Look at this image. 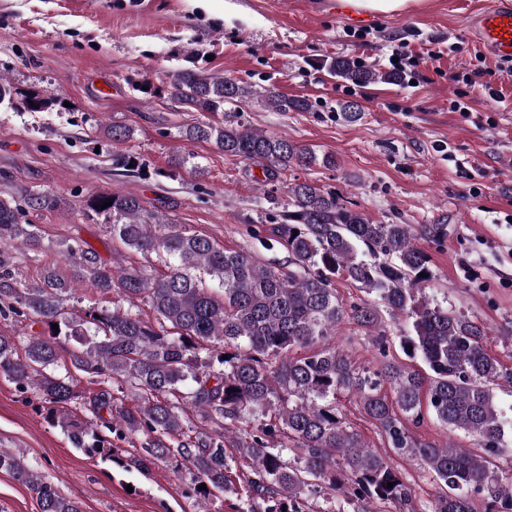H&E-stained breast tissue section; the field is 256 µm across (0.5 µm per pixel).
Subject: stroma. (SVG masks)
<instances>
[{
  "label": "stroma",
  "instance_id": "stroma-1",
  "mask_svg": "<svg viewBox=\"0 0 512 512\" xmlns=\"http://www.w3.org/2000/svg\"><path fill=\"white\" fill-rule=\"evenodd\" d=\"M486 0H428L420 10L390 17L348 16L336 0H0V76L15 106L0 105V195L11 196L35 225L41 248L6 249L19 281L38 282L44 268H70L60 254L79 243L103 263L155 264V255L113 238L105 215L90 210L95 194H134L150 214L166 215L186 231L262 262L283 264L282 247L266 248L264 227L279 221L285 186L310 181L343 197L377 224H444L446 237L422 241L433 278L424 296L485 324L487 352L512 370V59L490 56L469 32ZM419 56L413 80L352 85L327 65L346 57L389 70L392 47ZM183 67L307 99L305 112H275L234 104L246 127L288 136L332 167H293L265 182L266 160L244 161L214 144L186 141L179 131L200 121L168 93ZM477 71L468 113L455 111L453 72ZM161 87L146 98L135 83ZM498 90L499 98L487 95ZM55 93L61 107L30 112L22 101ZM354 101L362 118L340 110ZM122 125L133 134L134 175H115L112 141ZM193 156L205 169L175 166ZM55 197L53 208H28L30 196ZM346 423L402 473L419 512L439 491L419 460L389 448L379 425L354 396L338 397ZM32 390L0 376V450L23 453L28 465L83 512H196L188 470L158 463L143 470L132 459L138 435L113 440L111 460L88 457L46 417ZM305 512H398L393 504L351 501L321 489L302 497Z\"/></svg>",
  "mask_w": 512,
  "mask_h": 512
}]
</instances>
